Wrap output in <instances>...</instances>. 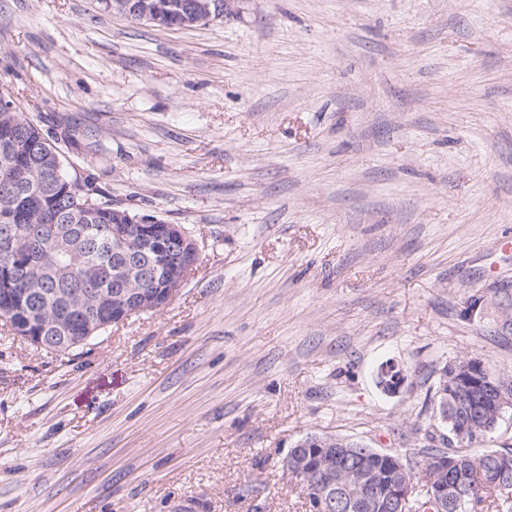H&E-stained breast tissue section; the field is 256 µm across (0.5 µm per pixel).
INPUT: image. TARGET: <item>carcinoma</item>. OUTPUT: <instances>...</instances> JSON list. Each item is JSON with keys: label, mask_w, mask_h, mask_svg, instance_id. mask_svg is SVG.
<instances>
[{"label": "carcinoma", "mask_w": 512, "mask_h": 512, "mask_svg": "<svg viewBox=\"0 0 512 512\" xmlns=\"http://www.w3.org/2000/svg\"><path fill=\"white\" fill-rule=\"evenodd\" d=\"M56 139L22 113L0 109V241L12 232L10 248H0V316L11 326L22 324L27 312L20 302L39 299L32 315V330L46 336L65 337L43 347L52 354H69L112 327L113 282L112 228L123 220L112 212V202L102 199L90 180L72 177ZM490 402L470 401L448 407V438L442 448L423 451L416 467L438 484L448 480L447 512H512V447L475 450L486 432L475 438H459L453 429L492 417ZM448 458L443 475L436 462ZM357 470L345 483L360 488V495L342 501L341 512H365L362 499L377 483L392 482L397 469L408 466L394 455H355ZM310 479L304 492L315 494L336 489V467L322 454L308 453Z\"/></svg>", "instance_id": "carcinoma-1"}]
</instances>
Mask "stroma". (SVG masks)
<instances>
[{
    "mask_svg": "<svg viewBox=\"0 0 512 512\" xmlns=\"http://www.w3.org/2000/svg\"><path fill=\"white\" fill-rule=\"evenodd\" d=\"M1 89L199 255L69 354L0 321V512H308L299 440L413 463L444 367L512 378V0H240L175 30L0 0ZM379 385L388 394L396 393L405 381V375L394 364H385L378 371Z\"/></svg>",
    "mask_w": 512,
    "mask_h": 512,
    "instance_id": "35a3bbf8",
    "label": "stroma"
}]
</instances>
